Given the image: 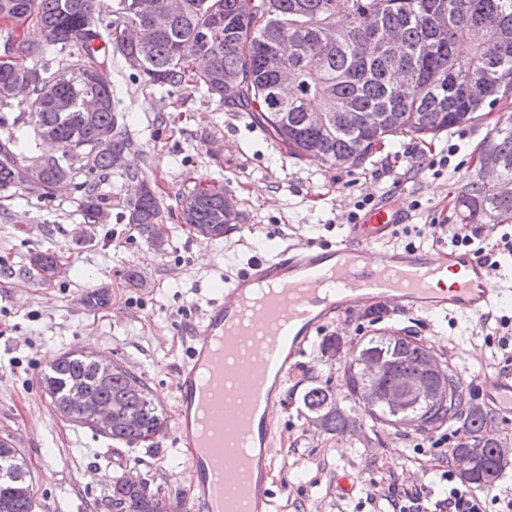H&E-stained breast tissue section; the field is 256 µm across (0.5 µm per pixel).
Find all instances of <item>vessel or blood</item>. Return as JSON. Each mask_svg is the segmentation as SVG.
I'll list each match as a JSON object with an SVG mask.
<instances>
[{
  "label": "vessel or blood",
  "mask_w": 512,
  "mask_h": 512,
  "mask_svg": "<svg viewBox=\"0 0 512 512\" xmlns=\"http://www.w3.org/2000/svg\"><path fill=\"white\" fill-rule=\"evenodd\" d=\"M407 220L383 203L348 225L336 244L288 245L225 279L178 367L174 437L190 451L193 476L184 512H268L269 463L235 456L234 439L256 437L271 448L281 396L268 376L287 382L293 356L304 353L317 328L378 303L478 321L512 291L492 281L472 252L392 247L396 227ZM446 268L459 274L448 287L440 279ZM481 388L497 411L512 415L511 377L484 375ZM230 455L240 475L232 484L224 479Z\"/></svg>",
  "instance_id": "obj_1"
}]
</instances>
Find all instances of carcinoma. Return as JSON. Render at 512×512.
I'll return each mask as SVG.
<instances>
[{
	"instance_id": "obj_1",
	"label": "carcinoma",
	"mask_w": 512,
	"mask_h": 512,
	"mask_svg": "<svg viewBox=\"0 0 512 512\" xmlns=\"http://www.w3.org/2000/svg\"><path fill=\"white\" fill-rule=\"evenodd\" d=\"M115 18L104 26L93 16V0H0V21L15 29L34 22L46 39L37 49L11 33L15 61L0 63V107L12 100L1 95L17 83L30 87L18 102L12 125L31 126L42 137L73 139L76 153L67 160L48 158L31 176L24 165L26 145L11 135L0 139V190L24 183L40 199L58 182L84 180L81 192L85 221L105 220L101 179L116 170L114 157L131 148L126 116L119 112L117 90L105 84L99 69L112 57L141 56L137 74L150 85L180 86L186 82L205 89L220 103L250 114L288 154L330 166L357 164L386 138L436 136L470 126L512 100V0H182V10L164 28L153 23L165 0H115ZM128 22L141 29L142 39L121 35ZM471 52L462 56L457 45ZM209 54L210 69L198 73L192 54ZM52 53L40 65L25 60ZM294 71L291 91L269 65L272 54ZM65 99L70 109H57L52 99ZM318 112L315 125L307 114ZM478 165L497 168L512 182V114L501 113L477 151ZM132 197L120 215L148 236L158 239L161 207L150 183L137 172H125ZM457 216L463 224H499L512 213V195L503 196L479 175L456 192ZM179 223L201 230L200 238L216 240L242 214L224 205V188L196 186L185 198ZM56 256L45 252L32 258L45 277ZM426 346L409 336L380 332L362 347L359 358L345 370L349 390H383L397 377L423 378ZM390 360V376L373 379L362 374L361 359ZM448 388V399L423 403L413 411L419 426L454 418L469 401V393L449 369L432 378ZM40 383L54 409L64 417L88 424L97 406L113 407L118 419L106 435L129 446L151 442L168 427L167 416L149 387L118 363L101 364L75 352L49 360ZM307 409L325 420V430L343 433L350 418L329 391L310 387L303 396ZM377 421L394 424L400 415L384 400L367 410ZM486 414L473 406L466 432L473 443L459 444L452 455L474 461L465 480L479 487L495 484L506 459L500 447L481 438ZM117 512H166V505L147 487H130L122 479L112 484ZM33 486L28 465L8 438H0V512H32Z\"/></svg>"
}]
</instances>
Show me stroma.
Returning a JSON list of instances; mask_svg holds the SVG:
<instances>
[{"instance_id":"1","label":"stroma","mask_w":512,"mask_h":512,"mask_svg":"<svg viewBox=\"0 0 512 512\" xmlns=\"http://www.w3.org/2000/svg\"><path fill=\"white\" fill-rule=\"evenodd\" d=\"M102 75L117 87L133 142L129 162L159 198L163 224L152 241L127 224L85 223L73 184L36 199L25 186L0 191V437L11 438L32 476L34 512H112L113 478L145 482L164 503L180 501L188 480L172 431L152 444L114 441L57 414L40 385L46 363L70 351H93L122 364L174 416L177 366L210 299L225 276L277 246L340 239L357 200H390L419 232L420 246L450 247L459 227L455 192L476 169L475 149L491 127L483 120L435 138L397 136L358 165L329 166L295 158L250 119L185 83L145 84L122 60ZM456 154H449V145ZM449 154L445 166L429 161ZM222 186L243 214L217 240H203L178 223L196 184ZM53 253L59 270L42 277L33 256ZM105 284L112 304L87 314L82 293ZM494 321L436 319L386 306L380 317L352 312L313 332L297 359L273 420L274 451L269 512H386L387 493H419L432 512L448 483L450 446L429 430L371 420L345 384L350 353L370 336L392 331L413 336L461 379L497 373L495 320L512 317V302L494 309ZM341 337L345 354L331 357L321 344ZM315 385L327 388L357 425L343 434L319 429L302 402Z\"/></svg>"}]
</instances>
